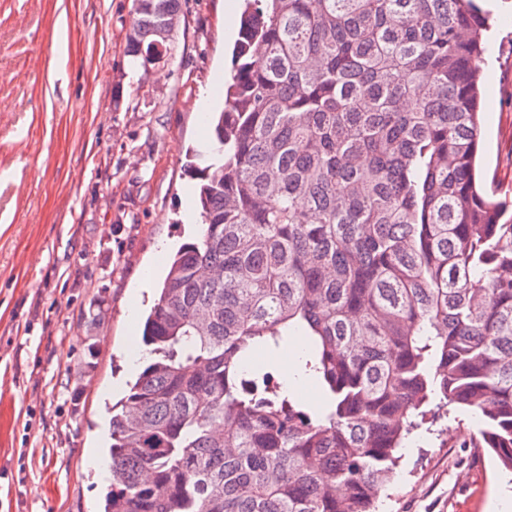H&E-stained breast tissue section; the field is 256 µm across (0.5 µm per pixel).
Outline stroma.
<instances>
[{
  "mask_svg": "<svg viewBox=\"0 0 512 512\" xmlns=\"http://www.w3.org/2000/svg\"><path fill=\"white\" fill-rule=\"evenodd\" d=\"M174 56L125 53L133 0H0V512H99L108 404L141 348L140 314L196 236L185 195L224 99L243 0H181ZM493 14L481 168L512 188V0ZM449 407L401 451L380 512H491L512 473Z\"/></svg>",
  "mask_w": 512,
  "mask_h": 512,
  "instance_id": "1",
  "label": "stroma"
}]
</instances>
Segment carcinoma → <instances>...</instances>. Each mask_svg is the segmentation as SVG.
Wrapping results in <instances>:
<instances>
[{
	"instance_id": "1",
	"label": "carcinoma",
	"mask_w": 512,
	"mask_h": 512,
	"mask_svg": "<svg viewBox=\"0 0 512 512\" xmlns=\"http://www.w3.org/2000/svg\"><path fill=\"white\" fill-rule=\"evenodd\" d=\"M180 0H133L172 58ZM482 0H244L199 236L168 262L149 363L108 407L101 512H376L456 405L512 470V217L477 182ZM307 336L308 407L256 355Z\"/></svg>"
}]
</instances>
